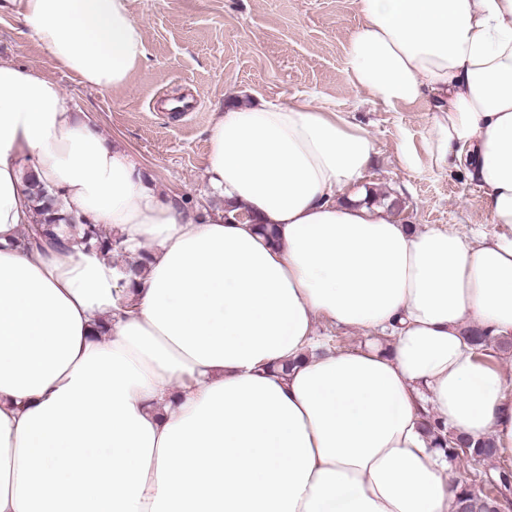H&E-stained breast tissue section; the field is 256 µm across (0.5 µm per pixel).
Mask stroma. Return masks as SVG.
<instances>
[{
    "instance_id": "1",
    "label": "stroma",
    "mask_w": 512,
    "mask_h": 512,
    "mask_svg": "<svg viewBox=\"0 0 512 512\" xmlns=\"http://www.w3.org/2000/svg\"><path fill=\"white\" fill-rule=\"evenodd\" d=\"M130 8L144 27L146 58L123 88L81 85L8 12H0V58L56 81L184 211L219 203L204 176L217 109L298 98L351 113L367 131L375 154L365 186L398 199L397 223L494 234L477 185L464 171L430 165L426 103L384 107L352 85L346 47L359 22L352 0H131ZM177 100L188 109H172Z\"/></svg>"
}]
</instances>
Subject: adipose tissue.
Masks as SVG:
<instances>
[{
  "mask_svg": "<svg viewBox=\"0 0 512 512\" xmlns=\"http://www.w3.org/2000/svg\"><path fill=\"white\" fill-rule=\"evenodd\" d=\"M354 85L425 101L493 236L417 231L358 185L374 144L301 99L219 110L186 215L58 84L0 59V512H456L423 415L512 457V0H354ZM82 84L144 61L130 0H0ZM32 169L64 212L148 250L135 294L77 241L18 245ZM274 225L276 243L253 221ZM366 333L316 349L317 324ZM464 338L474 345L478 353L491 363H495L497 358L495 347L504 348L506 345V342L499 341L497 337L488 336L486 333L476 329H466L464 331Z\"/></svg>",
  "mask_w": 512,
  "mask_h": 512,
  "instance_id": "ef3b65f1",
  "label": "adipose tissue"
}]
</instances>
